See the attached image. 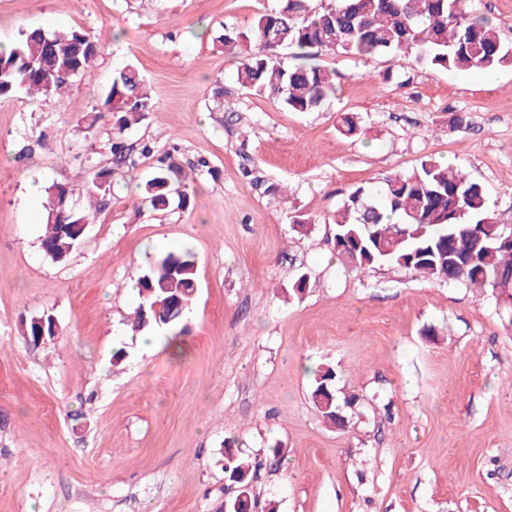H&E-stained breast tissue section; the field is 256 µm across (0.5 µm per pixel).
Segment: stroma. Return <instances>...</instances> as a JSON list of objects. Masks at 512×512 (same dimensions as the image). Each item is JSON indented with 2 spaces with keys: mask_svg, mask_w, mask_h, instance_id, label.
<instances>
[{
  "mask_svg": "<svg viewBox=\"0 0 512 512\" xmlns=\"http://www.w3.org/2000/svg\"><path fill=\"white\" fill-rule=\"evenodd\" d=\"M281 5L0 0V41L36 26L100 42L69 91L0 101V512H224L229 446L277 512H512V326L501 305L408 268L354 269L334 253L331 224L356 188L432 158L484 185L496 221L512 225V69L460 76L412 54L323 53L315 62L334 97L292 112L234 83L222 41ZM128 65L154 105L120 135L156 151L132 170L113 159L110 120L90 141L82 123ZM219 85L224 109L213 112ZM347 113L360 136L340 133ZM167 150L190 202L153 211L138 185ZM104 168L111 198L79 248L53 262L29 185L80 189ZM297 215L308 235L294 230ZM185 247L198 292L181 347L162 330L142 347L130 285ZM46 313L58 334L32 344L23 325ZM323 364L354 400L341 430L310 398Z\"/></svg>",
  "mask_w": 512,
  "mask_h": 512,
  "instance_id": "stroma-1",
  "label": "stroma"
}]
</instances>
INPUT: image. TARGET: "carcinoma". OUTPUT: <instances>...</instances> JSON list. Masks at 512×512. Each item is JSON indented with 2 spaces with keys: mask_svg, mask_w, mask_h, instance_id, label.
<instances>
[{
  "mask_svg": "<svg viewBox=\"0 0 512 512\" xmlns=\"http://www.w3.org/2000/svg\"><path fill=\"white\" fill-rule=\"evenodd\" d=\"M313 0H286L279 10L256 15L242 31L224 34V45L238 49L237 84L278 99L292 112H316L335 94L331 73L306 60L322 52L372 58L384 53L417 54L430 66L468 74L512 68V49L487 17L465 11V0H338L316 8ZM304 60L285 64L280 50ZM99 53L82 29L21 34L0 51V100L19 95L55 96L83 75ZM153 107L145 80L132 66L119 70L98 109L84 116L86 136L111 116L118 133L138 123ZM86 188L92 198L112 195V171L102 169ZM183 169L159 160L142 187L143 200L154 210L173 198L189 203ZM74 189L48 187L42 249L54 262L66 261L83 239L81 227L95 218L92 210L74 207ZM333 250L357 269L376 266L411 268L428 280L464 282L491 292L512 306V226L498 224L484 186L461 169L431 158L384 181L381 191H353L333 217ZM139 302L132 330L166 328L174 335L197 293V259L186 249L150 263L137 281ZM335 370L314 371L311 398L326 424L339 426L337 413L352 399L338 402ZM224 473L238 493L252 494V467L241 452L224 456Z\"/></svg>",
  "mask_w": 512,
  "mask_h": 512,
  "instance_id": "obj_1",
  "label": "carcinoma"
}]
</instances>
